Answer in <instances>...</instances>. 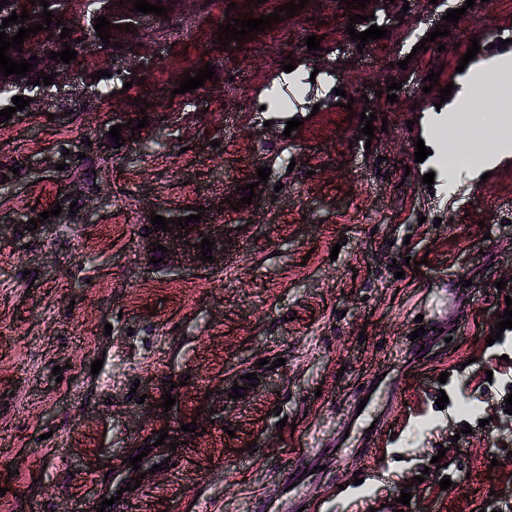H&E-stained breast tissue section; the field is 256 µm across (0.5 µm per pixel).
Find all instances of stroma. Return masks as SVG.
Wrapping results in <instances>:
<instances>
[{
	"instance_id": "35a3bbf8",
	"label": "stroma",
	"mask_w": 512,
	"mask_h": 512,
	"mask_svg": "<svg viewBox=\"0 0 512 512\" xmlns=\"http://www.w3.org/2000/svg\"><path fill=\"white\" fill-rule=\"evenodd\" d=\"M229 2L153 21L168 71L113 106L0 125V164L24 166L0 185V512H96L104 498L105 512H392L407 489L404 512L512 501V342L486 343L512 297V281L496 287L512 271V157L453 195L442 176L423 184L433 166L414 158L471 44L486 53L512 39V0L462 15L424 51L439 19L423 0L358 22L388 30L363 47L345 4L308 0L285 49L298 69L331 62L332 78L284 111L266 106L286 77L280 58L248 49L230 72L208 54L205 33ZM313 34L316 56L303 45ZM193 56L214 67L206 119L193 91L178 97L177 122L147 127L142 145L109 155L88 145L112 109L140 116L135 98L170 88L168 72ZM370 63L380 76L364 102L348 76ZM433 70L438 87L423 92ZM391 78L402 88L382 112L388 129L364 142L360 114ZM344 95L351 108H339ZM66 144L81 159L41 166ZM265 166L261 203L223 216L235 227L223 267H149L147 209L216 203ZM61 193L76 203L74 223L27 231V214ZM249 373L256 385L231 399ZM190 422L197 432L184 431ZM438 454L444 467L430 469Z\"/></svg>"
}]
</instances>
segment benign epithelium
<instances>
[{"label":"benign epithelium","instance_id":"7a95c632","mask_svg":"<svg viewBox=\"0 0 512 512\" xmlns=\"http://www.w3.org/2000/svg\"><path fill=\"white\" fill-rule=\"evenodd\" d=\"M133 3L135 0H103L105 10L112 15V19L122 25L120 29H113L114 41L122 45V48L114 47L108 53L101 50L100 43L88 32V27L84 26L80 28L81 42L78 59L72 60L68 64L60 60H51L49 59V52H51L49 48L42 54L47 73L55 74L53 84L33 86L26 81L11 77L0 78V83L8 84L15 96L32 97V102L27 106L29 110L36 109L40 105L41 95L50 91L54 92L59 114L62 116L72 110L73 102L78 97L87 102L105 104V100L102 99L98 91L99 80L90 78V75L110 68L111 61L132 50L150 61L151 68L154 70L163 65V61L151 59V47L154 40L131 38L132 32L140 28V21L145 18L143 14L131 12ZM125 24L129 25V29H123ZM212 212L213 208H205V215L201 220L192 221L185 228L171 224L166 232L160 228L149 232V237L145 238V254L149 257L153 256L150 243L155 242L167 248V252L162 254L164 262L160 263V267L164 269L172 266L213 269L217 265L223 264L224 252L229 245L230 225L214 223ZM205 237L214 242L212 256L215 258V262L213 263L204 264L199 259L201 256L199 244Z\"/></svg>","mask_w":512,"mask_h":512}]
</instances>
